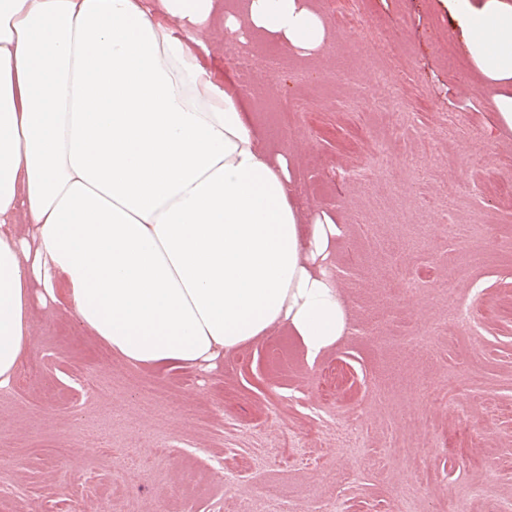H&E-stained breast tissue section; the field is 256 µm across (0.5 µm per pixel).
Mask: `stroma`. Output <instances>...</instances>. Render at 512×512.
Returning a JSON list of instances; mask_svg holds the SVG:
<instances>
[{
	"instance_id": "1",
	"label": "stroma",
	"mask_w": 512,
	"mask_h": 512,
	"mask_svg": "<svg viewBox=\"0 0 512 512\" xmlns=\"http://www.w3.org/2000/svg\"><path fill=\"white\" fill-rule=\"evenodd\" d=\"M313 5L332 35L316 60L256 41L245 72L227 35L205 63L292 156L296 207L340 225L348 332L313 361L275 327L210 371L141 368L37 309L42 377L0 394V512H259L270 484L288 512L512 502V130L444 0Z\"/></svg>"
}]
</instances>
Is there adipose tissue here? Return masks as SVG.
I'll list each match as a JSON object with an SVG mask.
<instances>
[{
	"mask_svg": "<svg viewBox=\"0 0 512 512\" xmlns=\"http://www.w3.org/2000/svg\"><path fill=\"white\" fill-rule=\"evenodd\" d=\"M488 105L512 129V0H448ZM312 59L310 0H0V392L36 308L133 367L208 371L284 326L316 359L348 331L340 232L303 223L287 153L202 61L215 23Z\"/></svg>",
	"mask_w": 512,
	"mask_h": 512,
	"instance_id": "1",
	"label": "adipose tissue"
}]
</instances>
